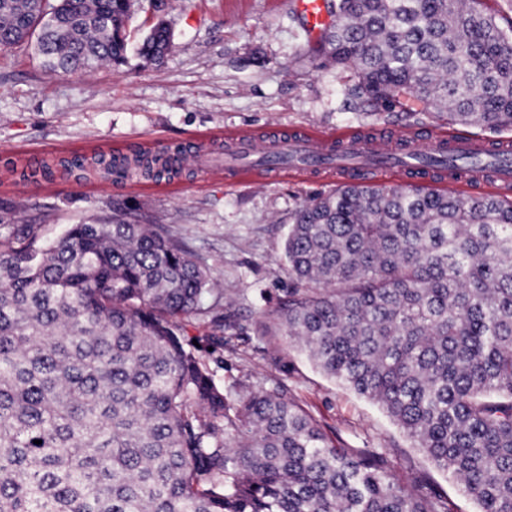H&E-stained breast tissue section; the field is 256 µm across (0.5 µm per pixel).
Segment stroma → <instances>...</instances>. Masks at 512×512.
<instances>
[{"mask_svg": "<svg viewBox=\"0 0 512 512\" xmlns=\"http://www.w3.org/2000/svg\"><path fill=\"white\" fill-rule=\"evenodd\" d=\"M293 0H169L173 37L162 65L130 57L69 76L47 74L32 46L0 49V224H36L44 241L71 224H156L205 268L212 291L205 305L233 297L243 339L223 354L200 353L218 383L279 381L327 437L344 448L383 454L395 481H421L447 498L450 512H479L449 473L438 469L383 408L318 370L299 345L264 336L292 280L284 242L295 208L337 188L336 182L291 177L266 186L227 183L185 163L173 179L138 185L70 176L22 179L5 153L40 150L60 159V147L87 155L99 141L126 151L149 140L157 147L199 139V149L223 161L225 132L264 135L271 124L322 133L352 130L396 146L410 132H451L446 116L415 96L388 111L348 101L350 71L321 67L315 43L303 33ZM288 354L281 373L268 353Z\"/></svg>", "mask_w": 512, "mask_h": 512, "instance_id": "1", "label": "stroma"}]
</instances>
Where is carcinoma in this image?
<instances>
[{
	"label": "carcinoma",
	"mask_w": 512,
	"mask_h": 512,
	"mask_svg": "<svg viewBox=\"0 0 512 512\" xmlns=\"http://www.w3.org/2000/svg\"><path fill=\"white\" fill-rule=\"evenodd\" d=\"M476 0H336L326 60L384 110L414 94L512 127V25ZM131 0H0V48L37 36L72 75L128 52ZM171 43L159 20L139 55ZM95 178L177 172L165 150L59 160ZM294 287L264 336L380 404L480 505L512 512V202L348 184L300 204ZM205 270L151 224L0 231V512H448L338 448L280 383L219 386L184 336L224 345Z\"/></svg>",
	"instance_id": "obj_1"
}]
</instances>
